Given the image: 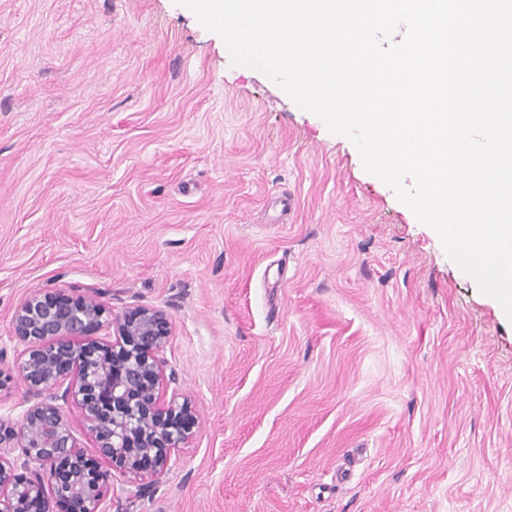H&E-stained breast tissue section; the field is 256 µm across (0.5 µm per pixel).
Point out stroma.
<instances>
[{
	"label": "stroma",
	"mask_w": 512,
	"mask_h": 512,
	"mask_svg": "<svg viewBox=\"0 0 512 512\" xmlns=\"http://www.w3.org/2000/svg\"><path fill=\"white\" fill-rule=\"evenodd\" d=\"M39 289L172 322L201 425L112 512H512V318L177 0H0L5 428Z\"/></svg>",
	"instance_id": "1"
}]
</instances>
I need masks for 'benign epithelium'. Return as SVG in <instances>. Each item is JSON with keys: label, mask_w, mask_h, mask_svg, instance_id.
Segmentation results:
<instances>
[{"label": "benign epithelium", "mask_w": 512, "mask_h": 512, "mask_svg": "<svg viewBox=\"0 0 512 512\" xmlns=\"http://www.w3.org/2000/svg\"><path fill=\"white\" fill-rule=\"evenodd\" d=\"M103 327L110 339L89 338ZM12 330L22 346L14 369L32 404L16 432L0 431V512H60L64 502L69 512H110L113 475H158L191 442L199 426L191 401L165 399L176 374L160 358L172 332L164 310L114 314L87 290H38L15 307ZM77 425L112 471L86 466ZM17 449L27 475L17 473Z\"/></svg>", "instance_id": "1"}]
</instances>
